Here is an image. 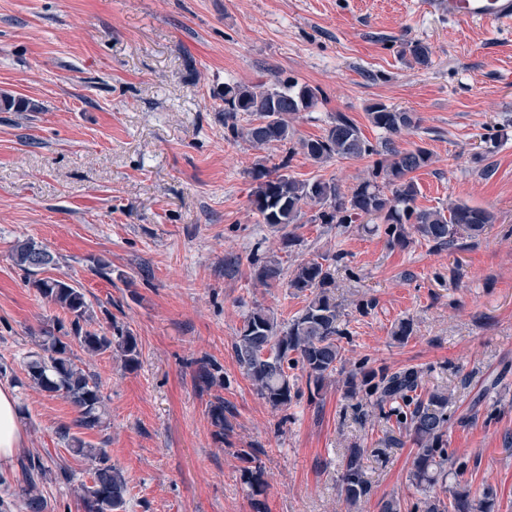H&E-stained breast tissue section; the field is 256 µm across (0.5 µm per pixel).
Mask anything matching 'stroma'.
Wrapping results in <instances>:
<instances>
[{
	"instance_id": "stroma-1",
	"label": "stroma",
	"mask_w": 512,
	"mask_h": 512,
	"mask_svg": "<svg viewBox=\"0 0 512 512\" xmlns=\"http://www.w3.org/2000/svg\"><path fill=\"white\" fill-rule=\"evenodd\" d=\"M410 41L429 46L431 67L402 59ZM278 77L320 90L295 122L300 138L345 112L376 143L385 134L369 105L412 112L416 128L395 143L433 154L414 174L417 206L457 200L492 212L479 244L448 251L416 239L393 249L358 223L304 220L292 227L299 244L284 249L250 210L254 164L284 162L292 176L348 189L370 161L319 166L284 146L259 152L225 137L215 89ZM4 92L32 108L0 111V384L13 387L25 455L71 468L70 481L41 483L46 512H85L92 466L56 434L77 416L68 399L25 380L42 330L65 317L15 265L26 240L53 254L48 275L83 289L94 328L114 323L137 338L133 368L114 354L76 358L105 403L102 425L79 435L121 471L124 512H346L340 475L353 448L382 451L365 461L371 492L359 512H380L391 497L410 507L416 447L394 422L360 421L334 378L315 396L299 378L301 397L272 409L234 352L254 306L288 321L306 303L285 284L255 285L250 254L289 271L336 251L348 357L418 367L425 389L450 390L449 450L468 460L474 490H496L494 512H512V36L448 19L425 0H0ZM477 152L484 161H473ZM228 254L242 258L231 278ZM101 262L112 278L97 273ZM369 298L375 308L359 315ZM403 319L414 334L401 343L392 331ZM203 360L218 385L200 379ZM496 376L497 395L476 403ZM218 396L231 410L221 440L208 414ZM243 448L260 449L269 483L255 499L241 479Z\"/></svg>"
}]
</instances>
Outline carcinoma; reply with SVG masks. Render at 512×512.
Wrapping results in <instances>:
<instances>
[{"instance_id": "obj_1", "label": "carcinoma", "mask_w": 512, "mask_h": 512, "mask_svg": "<svg viewBox=\"0 0 512 512\" xmlns=\"http://www.w3.org/2000/svg\"><path fill=\"white\" fill-rule=\"evenodd\" d=\"M401 56L420 68L432 65L429 47L419 41L407 43ZM219 98L224 100V129L232 138L242 139L255 149L294 143L316 164L375 157L367 177L347 190L334 178L298 180L283 173L290 154L294 153L292 147L274 169L257 163L248 171L256 183L250 204L258 223L282 231V245L288 249L297 245L299 238L285 229L298 223L307 207L316 209L311 221L320 224H354L363 217L380 219L388 245L401 249L414 234L435 247L463 249L477 244L485 227L495 221L490 211L463 202L442 209L415 206L419 189L411 174L428 166L433 153L422 146L409 151L396 148L394 137L417 126L411 112L382 102L368 106L369 122L386 133V138L374 145L344 112L330 116L322 135L295 138L294 120L317 106L319 89L294 78L269 84L226 83ZM244 116L247 120L243 124ZM12 258L40 297L60 308L69 319V326L61 324L55 332H43L37 343L39 351L30 355L25 365L28 380L43 392L66 397L78 413L75 426H100V387L92 375L75 363L72 344H78L91 356L115 350L130 367L139 360L136 337L117 326L111 334L92 327L93 317L83 290L61 277L41 276L54 265V257L45 247L31 240L20 242L14 247ZM343 258L344 254L339 252L296 264L287 288L306 293L308 298L302 311L288 324L278 322L274 313L259 306L246 315L234 349L257 396L272 408L283 409L300 395L289 371L300 369L306 374L307 384L317 391L331 377L342 375L347 398L357 400L359 408L377 411L388 420L395 419L397 428L416 445L410 476L412 486L420 494L413 504L415 512H491L494 489L486 487L474 492L471 481L465 478L467 461L448 451L452 392L423 391L421 371L413 367L392 373L363 366L346 370L341 342L349 335L348 320L336 303L332 269V263ZM250 265L254 283L269 287L281 281L283 269L275 257L254 254ZM226 412L224 399L216 398L209 414L218 438L224 437ZM58 436L72 455L96 462L92 485L83 489L85 512H123L125 481L109 464L107 450L87 445L71 434L68 426L59 428ZM259 453V448L239 453V458L248 464L243 469V478L252 497L262 495L267 487L263 468L258 464ZM365 453L363 448H352L343 463L340 492L347 512H354L371 490ZM53 464L51 468L42 458L30 456L20 462L19 471L0 472V486L6 491L18 486L29 512H43L44 500L37 494L40 481L51 473L63 481L71 475L67 464L56 460ZM438 484L449 493L448 501L430 495V489Z\"/></svg>"}]
</instances>
